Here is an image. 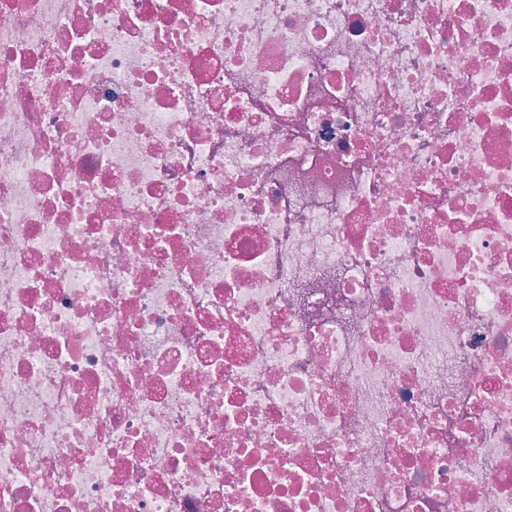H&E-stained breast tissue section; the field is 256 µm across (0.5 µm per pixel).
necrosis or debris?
Instances as JSON below:
<instances>
[{"mask_svg": "<svg viewBox=\"0 0 512 512\" xmlns=\"http://www.w3.org/2000/svg\"><path fill=\"white\" fill-rule=\"evenodd\" d=\"M0 512H512V0H0Z\"/></svg>", "mask_w": 512, "mask_h": 512, "instance_id": "necrosis-or-debris-1", "label": "necrosis or debris"}]
</instances>
